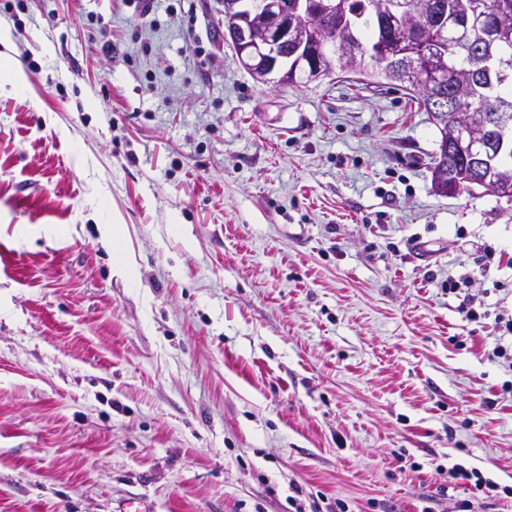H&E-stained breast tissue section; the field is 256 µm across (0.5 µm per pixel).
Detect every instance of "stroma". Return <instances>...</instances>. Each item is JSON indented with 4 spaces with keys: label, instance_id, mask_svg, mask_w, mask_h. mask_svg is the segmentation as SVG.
<instances>
[{
    "label": "stroma",
    "instance_id": "35a3bbf8",
    "mask_svg": "<svg viewBox=\"0 0 512 512\" xmlns=\"http://www.w3.org/2000/svg\"><path fill=\"white\" fill-rule=\"evenodd\" d=\"M0 31V512H512V201L408 90L258 82L219 0ZM448 473L455 480L461 479L467 481V485L475 478L474 483H470V485H473L474 489L477 491L485 492L484 489L493 490L497 488L496 483L484 477L480 471L476 469L469 471L460 464H454L448 469Z\"/></svg>",
    "mask_w": 512,
    "mask_h": 512
}]
</instances>
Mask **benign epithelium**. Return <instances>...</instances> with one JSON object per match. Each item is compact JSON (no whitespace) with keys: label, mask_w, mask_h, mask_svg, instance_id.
Here are the masks:
<instances>
[{"label":"benign epithelium","mask_w":512,"mask_h":512,"mask_svg":"<svg viewBox=\"0 0 512 512\" xmlns=\"http://www.w3.org/2000/svg\"><path fill=\"white\" fill-rule=\"evenodd\" d=\"M222 16L231 23L230 31L235 42L236 55L246 70L262 83L286 84L294 78L285 61L299 58L297 66L306 71L308 81L321 79L328 72L321 60V53L336 43V6L330 0H221ZM447 11L440 0L429 8L411 4L407 0H391L385 18L398 24L404 22L423 36L419 50L425 61L426 89L437 100L438 111L432 120L439 123L447 119V108L452 100L437 93L442 83L441 75L432 64L434 50V20ZM494 127L499 136L479 138L476 126ZM512 136V117L491 108L481 113L475 121L456 126L450 134V145L443 146L441 163L448 158L464 161L462 174L456 179L436 187L441 195H456L467 179L477 178L485 157L500 153L505 140Z\"/></svg>","instance_id":"obj_1"}]
</instances>
